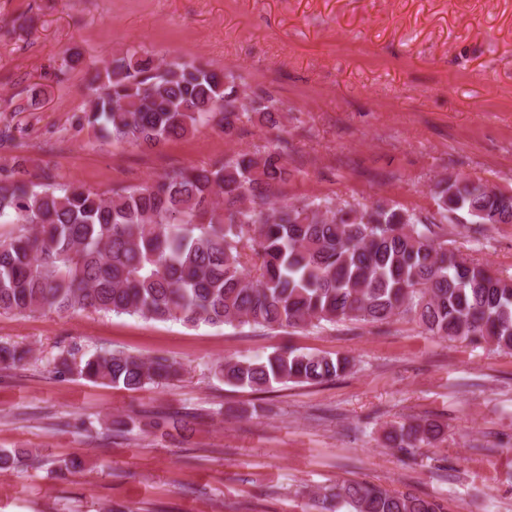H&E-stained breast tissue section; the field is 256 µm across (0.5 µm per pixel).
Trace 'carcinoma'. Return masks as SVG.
I'll return each mask as SVG.
<instances>
[{
  "mask_svg": "<svg viewBox=\"0 0 512 512\" xmlns=\"http://www.w3.org/2000/svg\"><path fill=\"white\" fill-rule=\"evenodd\" d=\"M83 120L114 142L151 149L221 115L231 136L241 112L271 126L279 108L249 99L235 80L200 62L119 57L88 85ZM288 142L207 167L173 170L105 196L34 183L24 161L0 172V315L93 311L153 320L268 329L349 321L380 326L408 318L443 340L489 343L512 352V279L461 254L448 225L463 212L477 231L512 224V194L461 175L434 182V215L386 201L352 207L331 200L298 206L270 195L288 183ZM31 350L0 344V368ZM353 368L349 357L286 349L259 360L226 359L224 384L265 392L275 384L319 385ZM179 364L123 351L76 357L63 350L54 372L137 391L180 376ZM185 437L190 423L168 413L154 423ZM445 433L436 420L410 417L385 434V447L409 454ZM37 460L0 449V471ZM316 512H445L433 498L391 493L357 481L313 494Z\"/></svg>",
  "mask_w": 512,
  "mask_h": 512,
  "instance_id": "obj_1",
  "label": "carcinoma"
}]
</instances>
